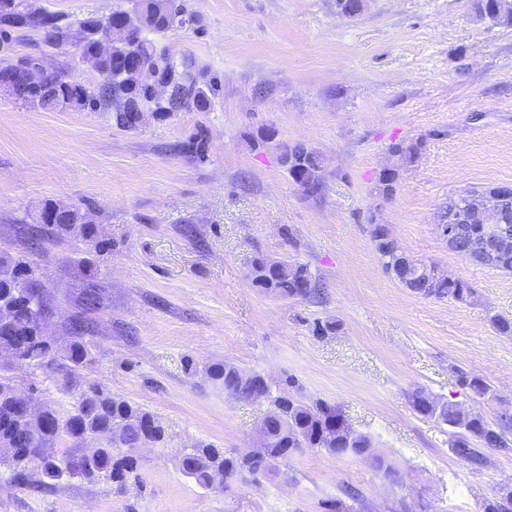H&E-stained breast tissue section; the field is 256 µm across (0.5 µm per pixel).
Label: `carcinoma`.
Here are the masks:
<instances>
[{"label": "carcinoma", "instance_id": "1", "mask_svg": "<svg viewBox=\"0 0 512 512\" xmlns=\"http://www.w3.org/2000/svg\"><path fill=\"white\" fill-rule=\"evenodd\" d=\"M131 7L111 13L112 25L119 29L112 50L102 52L98 47L97 30L91 16L66 21V16L43 7L24 4L21 0H0V36L13 31H37L49 46H60L68 38L72 26L84 27L85 38L78 62L95 71L100 83L88 86L67 77L57 69L28 73L31 91L18 102L32 107L55 109L64 105L74 110H90L112 114L119 129L136 130L129 109L140 107L158 119L188 108V104L155 96L142 75L127 70L128 59L141 57L143 65L152 70H165L169 58L147 34L164 33L185 24L183 10L176 0H129ZM288 172L306 193L316 194L321 188L320 161L317 153L303 144L289 149ZM41 221L51 236L74 237L94 243L98 251L105 242L96 233L86 216L77 209L47 204L41 211ZM372 239L379 261L386 274L404 287L428 295L409 268L401 274L398 247L387 237V227L375 224ZM87 286L82 298V312L71 323V340L61 348L55 339L42 336L36 328L43 315L52 312L51 295L30 261L0 254V370L9 371L21 364L46 366L57 371L69 388L80 385L78 371L86 363L88 350L84 335L92 329L88 314L99 305L95 272L87 270ZM253 284L267 292L287 299L317 300L321 289L305 265L286 261L271 263L259 257L251 266ZM475 290L461 279L435 289L433 297L467 302ZM211 380L226 388H234L245 397L256 393L269 401L268 437L261 446L244 455H225L224 450L211 444H200L185 455L182 471L202 487L227 484L243 475L255 472L266 476L276 463L299 448H316L331 455L348 453L362 455L371 447L370 439L353 432L336 406L318 401L307 405L286 390L273 391L263 377L254 372L244 377L222 363L208 367ZM457 381L478 396H486L491 386L486 378L464 369H457ZM413 406L422 416L448 427V445L453 453L473 468H483L488 458L473 447L477 441L486 448L512 450V412L499 416L489 425L476 416L465 423L457 422V406L432 400L424 392L412 394ZM99 441L97 455L85 463L79 473L72 468L75 453L58 454L56 445L68 439L78 449L87 438ZM166 438L164 427L149 412L115 398L98 386L89 383L79 391L71 410L60 413L43 408L38 413L26 411L18 402L14 387L6 377H0V468L12 473L14 482L25 486L28 451L37 456L34 465L41 475L42 486H52L65 477L79 476L92 483L108 479L123 486L131 477H138L136 459L121 452L135 448L150 439L157 445Z\"/></svg>", "mask_w": 512, "mask_h": 512}]
</instances>
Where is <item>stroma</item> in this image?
I'll list each match as a JSON object with an SVG mask.
<instances>
[{"label":"stroma","mask_w":512,"mask_h":512,"mask_svg":"<svg viewBox=\"0 0 512 512\" xmlns=\"http://www.w3.org/2000/svg\"><path fill=\"white\" fill-rule=\"evenodd\" d=\"M80 19L128 0H30ZM183 26L154 35L196 86L214 85L208 109L189 108L134 131L106 112L43 110L0 93V252L30 260L49 290V335L69 339L97 266L100 308L80 374L150 412L166 441L134 449L139 481L117 487L79 477L34 491L0 484V512H323L353 487L369 512H483L512 489V451L463 464L447 427L418 414L421 390L494 421L512 411V274L470 263L436 230L450 193L512 186V25L479 19L472 0H367L354 17L336 0H179ZM11 60L40 58L83 83L73 42L14 32ZM205 159L182 151L196 133ZM304 144L321 160L323 189L306 195L282 154ZM402 152H392V145ZM398 174L391 193L384 170ZM52 202L79 209L108 250L45 235ZM389 225L411 259L469 281L474 299L423 297L385 274L372 225ZM39 235L31 251L26 233ZM308 267L321 299L256 288L255 256ZM333 331L318 336L316 322ZM198 365L185 370L186 359ZM231 363L291 395L336 405L368 453L293 452L274 474L198 486L183 453L211 444L256 447L269 406L225 394L206 372ZM485 376L479 397L456 368ZM18 394L63 411L74 395L36 366L8 371ZM394 470L386 478L373 464Z\"/></svg>","instance_id":"35a3bbf8"}]
</instances>
